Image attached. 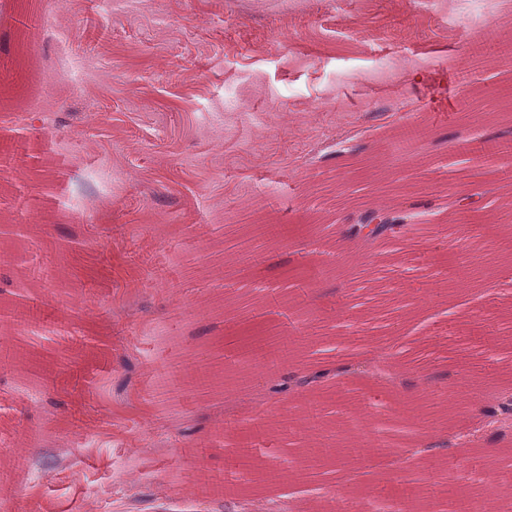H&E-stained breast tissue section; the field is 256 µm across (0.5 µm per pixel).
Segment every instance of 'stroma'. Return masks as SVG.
<instances>
[{"label": "stroma", "mask_w": 512, "mask_h": 512, "mask_svg": "<svg viewBox=\"0 0 512 512\" xmlns=\"http://www.w3.org/2000/svg\"><path fill=\"white\" fill-rule=\"evenodd\" d=\"M90 70L80 94L55 74V32ZM512 0H0V505L11 512H224V406L263 426L282 458L390 435L444 432L512 371V179L478 170L464 136L512 141ZM409 107L411 122L398 119ZM418 138L410 150L406 125ZM351 133L364 153L329 140ZM482 183L484 208L448 219V193ZM378 201L416 205L421 232L375 250L317 225ZM310 276L319 348L392 346L405 388L348 381L321 423L243 389L154 395L153 367L221 373L227 342L276 325L261 287ZM35 305V321L17 317ZM451 474L467 500L512 490V440L478 438L404 472L373 468L304 496L306 512H368L380 485ZM137 486L118 498V481Z\"/></svg>", "instance_id": "obj_1"}]
</instances>
